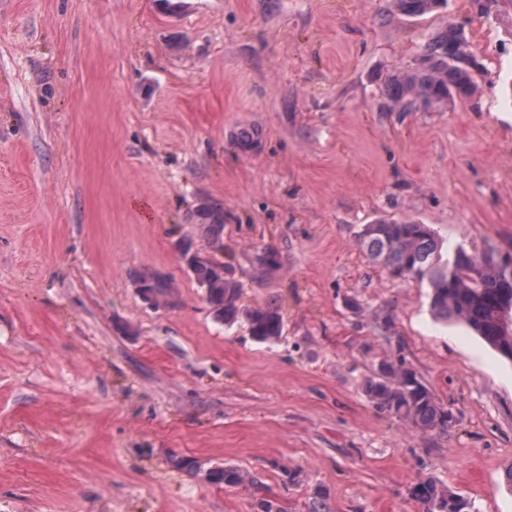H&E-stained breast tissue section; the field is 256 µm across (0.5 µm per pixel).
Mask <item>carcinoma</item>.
Masks as SVG:
<instances>
[{"label":"carcinoma","instance_id":"1","mask_svg":"<svg viewBox=\"0 0 512 512\" xmlns=\"http://www.w3.org/2000/svg\"><path fill=\"white\" fill-rule=\"evenodd\" d=\"M440 0H392L400 13L422 16L438 8ZM475 57L464 29L449 25L435 32L424 45L416 65L399 70L384 82L382 95L391 112L429 110L448 103L456 96L466 98L475 88ZM206 235L215 243L224 233V210L205 208ZM366 255L391 276L415 278L427 283L432 313L441 320L462 324L503 357L512 360V335L502 332V304H512V271L491 256L477 255L458 245L443 251V243L424 224L413 221L380 220L368 225L360 237ZM200 287H208L207 301L218 319L231 324L242 315L237 301L238 284L224 277V267L207 257L193 267ZM251 336L259 342H272L283 332L279 308L267 306L246 313ZM365 391L382 412L395 416L424 431H448L450 410L403 364L386 378L366 382ZM215 483L241 485L244 474L237 468L212 471ZM413 496L424 512H465L468 501L432 481L417 484Z\"/></svg>","mask_w":512,"mask_h":512}]
</instances>
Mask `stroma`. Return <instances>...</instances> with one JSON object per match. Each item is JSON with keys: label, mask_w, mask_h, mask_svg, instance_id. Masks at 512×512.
<instances>
[{"label": "stroma", "mask_w": 512, "mask_h": 512, "mask_svg": "<svg viewBox=\"0 0 512 512\" xmlns=\"http://www.w3.org/2000/svg\"><path fill=\"white\" fill-rule=\"evenodd\" d=\"M451 24L477 93L387 111V76ZM405 218L512 260L506 0L485 17L471 0L419 17L390 0H0V512H423L429 479L512 512V361L360 248L365 225ZM182 240L241 307H279L277 342L215 318ZM156 272L170 293L150 306L136 283ZM390 360L451 410L447 433L371 403ZM224 466L248 483H211ZM202 218L206 224H202L205 228L206 235L214 242L219 243L224 233V210L223 208H205L202 212Z\"/></svg>", "instance_id": "1"}]
</instances>
